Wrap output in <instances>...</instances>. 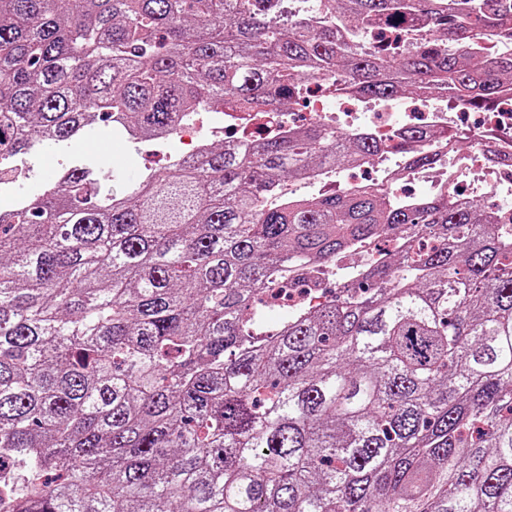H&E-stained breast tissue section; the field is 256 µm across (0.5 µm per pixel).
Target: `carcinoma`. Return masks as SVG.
<instances>
[{
    "label": "carcinoma",
    "instance_id": "carcinoma-1",
    "mask_svg": "<svg viewBox=\"0 0 512 512\" xmlns=\"http://www.w3.org/2000/svg\"><path fill=\"white\" fill-rule=\"evenodd\" d=\"M0 0V161L124 120L350 96L488 111L491 0ZM427 23L414 52L358 34ZM313 123L124 190L70 167L0 210V512H512V235L476 200L371 186L278 206L378 154ZM304 184L307 185V188H294V192L296 195H305L306 192L309 191L308 188H310V194H315L318 192L321 193V191H323L324 188L331 185H335L336 189L339 190L358 185L352 182L350 179L346 181L342 175V171L340 170H336L333 172H321L317 174L314 178L306 180ZM294 192H291L289 188L284 187L282 195L288 196L289 193Z\"/></svg>",
    "mask_w": 512,
    "mask_h": 512
}]
</instances>
